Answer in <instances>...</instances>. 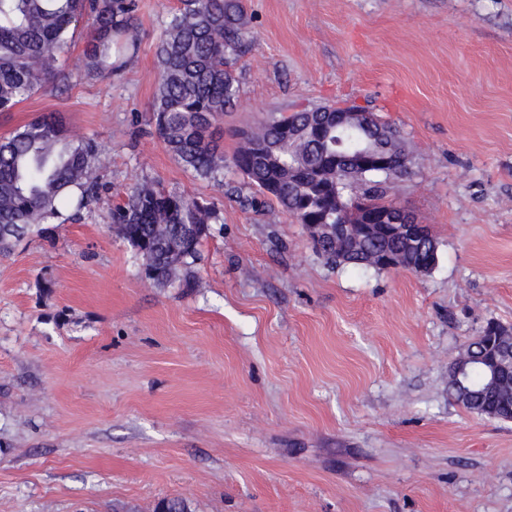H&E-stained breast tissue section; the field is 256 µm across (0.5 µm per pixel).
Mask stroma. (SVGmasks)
Returning <instances> with one entry per match:
<instances>
[{"mask_svg":"<svg viewBox=\"0 0 512 512\" xmlns=\"http://www.w3.org/2000/svg\"><path fill=\"white\" fill-rule=\"evenodd\" d=\"M138 0L114 75L0 113L107 141L93 210L0 255V512H512V422L448 397V366L512 328V0H245L252 47L225 156L268 113L348 103L413 154L390 197L428 274L332 268L241 176H194L149 124L163 23ZM213 203L191 288H159L108 215L141 179Z\"/></svg>","mask_w":512,"mask_h":512,"instance_id":"stroma-1","label":"stroma"}]
</instances>
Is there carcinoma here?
Returning a JSON list of instances; mask_svg holds the SVG:
<instances>
[{
  "instance_id": "carcinoma-1",
  "label": "carcinoma",
  "mask_w": 512,
  "mask_h": 512,
  "mask_svg": "<svg viewBox=\"0 0 512 512\" xmlns=\"http://www.w3.org/2000/svg\"><path fill=\"white\" fill-rule=\"evenodd\" d=\"M137 0H0V112H10L35 92L67 81L64 55L74 33L86 28L84 72L95 76L116 69L138 52L131 21ZM248 47L244 0H179L157 46L159 76L152 102L155 132L171 156L208 181L224 176V151L213 126L234 104V67ZM279 114L239 133L231 168L256 193L276 202L296 222L316 211L322 224L313 240L326 263L362 270H384L379 252L389 248L409 264L438 253L432 234L422 248L402 239L370 237L343 226L336 209L322 204L314 168L336 152V134L323 144L306 138L307 113ZM291 125L295 138H284ZM111 147L71 133L55 115H42L0 138V250L21 241L33 228L70 220L91 210L99 196V173ZM397 165L387 174L353 175L333 169L324 183L340 186L346 200L364 199L386 208L384 185L403 175ZM110 219L121 237L142 257L146 279L160 287H194L200 247L219 215L214 206L142 181L127 200L112 208ZM512 346V329L490 322L466 348L467 360L448 366V396L465 409L512 421L509 374L492 378L486 360ZM191 512L188 502L168 498L155 512Z\"/></svg>"
}]
</instances>
